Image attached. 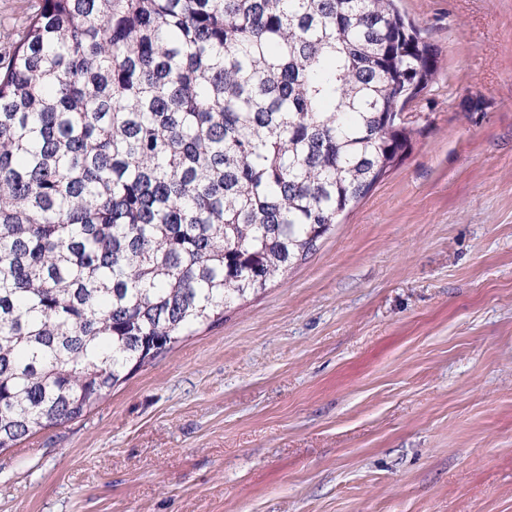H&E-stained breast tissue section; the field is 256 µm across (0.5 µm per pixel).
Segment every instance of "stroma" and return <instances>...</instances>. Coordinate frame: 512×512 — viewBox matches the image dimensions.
Wrapping results in <instances>:
<instances>
[{
	"mask_svg": "<svg viewBox=\"0 0 512 512\" xmlns=\"http://www.w3.org/2000/svg\"><path fill=\"white\" fill-rule=\"evenodd\" d=\"M397 5L438 52L403 161L222 323L0 451V512H512V0Z\"/></svg>",
	"mask_w": 512,
	"mask_h": 512,
	"instance_id": "obj_1",
	"label": "stroma"
}]
</instances>
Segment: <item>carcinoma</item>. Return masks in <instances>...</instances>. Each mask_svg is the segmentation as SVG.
<instances>
[{"instance_id": "carcinoma-1", "label": "carcinoma", "mask_w": 512, "mask_h": 512, "mask_svg": "<svg viewBox=\"0 0 512 512\" xmlns=\"http://www.w3.org/2000/svg\"><path fill=\"white\" fill-rule=\"evenodd\" d=\"M436 74L395 0H42L0 66V450L312 252Z\"/></svg>"}]
</instances>
